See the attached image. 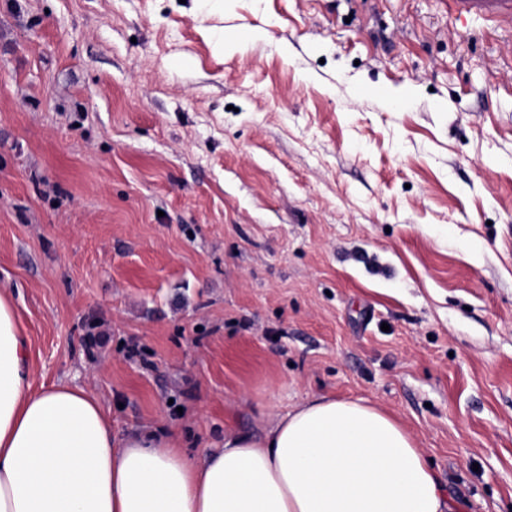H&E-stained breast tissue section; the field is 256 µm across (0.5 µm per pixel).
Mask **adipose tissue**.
Returning a JSON list of instances; mask_svg holds the SVG:
<instances>
[{
  "instance_id": "obj_1",
  "label": "adipose tissue",
  "mask_w": 512,
  "mask_h": 512,
  "mask_svg": "<svg viewBox=\"0 0 512 512\" xmlns=\"http://www.w3.org/2000/svg\"><path fill=\"white\" fill-rule=\"evenodd\" d=\"M0 512H454L403 426L365 399L321 396L237 429L201 458L173 434L112 436L84 388L32 390L28 346L0 294Z\"/></svg>"
}]
</instances>
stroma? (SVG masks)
I'll use <instances>...</instances> for the list:
<instances>
[{"instance_id": "obj_1", "label": "stroma", "mask_w": 512, "mask_h": 512, "mask_svg": "<svg viewBox=\"0 0 512 512\" xmlns=\"http://www.w3.org/2000/svg\"><path fill=\"white\" fill-rule=\"evenodd\" d=\"M508 44L449 0H0L33 388L196 457L363 398L460 512H512Z\"/></svg>"}]
</instances>
